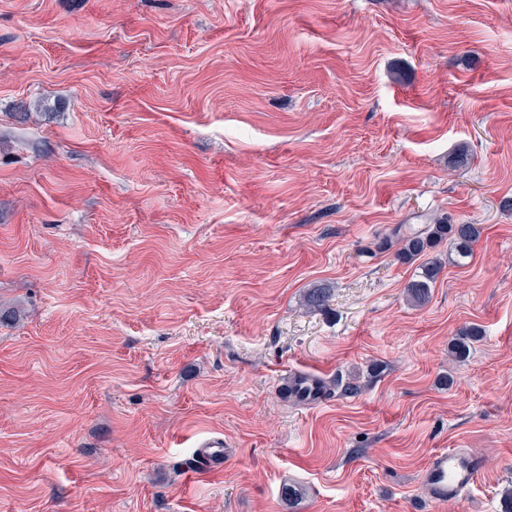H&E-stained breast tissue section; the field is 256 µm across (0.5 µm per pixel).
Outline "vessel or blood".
<instances>
[{
    "label": "vessel or blood",
    "instance_id": "obj_1",
    "mask_svg": "<svg viewBox=\"0 0 512 512\" xmlns=\"http://www.w3.org/2000/svg\"><path fill=\"white\" fill-rule=\"evenodd\" d=\"M232 448L220 436H209L197 445V462L205 468L219 471ZM479 470L478 460L470 454L449 449L435 453L423 469L421 478L428 488L430 498L436 502L461 497L474 483Z\"/></svg>",
    "mask_w": 512,
    "mask_h": 512
}]
</instances>
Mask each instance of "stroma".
I'll list each match as a JSON object with an SVG mask.
<instances>
[{
	"label": "stroma",
	"instance_id": "35a3bbf8",
	"mask_svg": "<svg viewBox=\"0 0 512 512\" xmlns=\"http://www.w3.org/2000/svg\"><path fill=\"white\" fill-rule=\"evenodd\" d=\"M509 200L512 0H0V512H502ZM444 216L412 306L378 244ZM402 227L394 228L390 235L383 238L381 247H388L392 237L400 244L396 256L404 263L412 262L433 250L437 245L448 239L450 250L454 254L457 266L467 265L474 251V245L481 236L478 224H446L436 222L428 224L424 229L401 234ZM441 265L437 259H432L421 265L419 278L407 285L408 300L416 306L424 304L430 293V288L441 273ZM220 436H208L199 441L197 445V463L215 471L224 468V458L234 453L233 448ZM479 466L475 457L462 450H443L430 458L421 478L434 502H446L458 499L471 487Z\"/></svg>",
	"mask_w": 512,
	"mask_h": 512
}]
</instances>
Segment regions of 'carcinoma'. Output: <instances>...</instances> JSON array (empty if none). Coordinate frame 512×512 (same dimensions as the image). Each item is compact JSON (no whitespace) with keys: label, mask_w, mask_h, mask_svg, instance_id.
Segmentation results:
<instances>
[{"label":"carcinoma","mask_w":512,"mask_h":512,"mask_svg":"<svg viewBox=\"0 0 512 512\" xmlns=\"http://www.w3.org/2000/svg\"><path fill=\"white\" fill-rule=\"evenodd\" d=\"M481 236V227L477 224H446L438 222L429 224L424 229L415 232L402 233L401 227L394 228L390 235L383 238L381 246L386 247L391 239H397L400 244L396 256L405 263L412 262L433 250L444 240H449L450 250L456 258V265H467L474 251V245ZM441 273V265L432 259L421 265L419 278L407 285L408 300L420 306L424 304L430 293V288ZM330 291L326 288H312L305 296V305L308 309L318 311L328 305ZM481 336L478 327L472 326L461 333L448 346V352L455 356L467 353L471 342Z\"/></svg>","instance_id":"cac0c4a2"}]
</instances>
